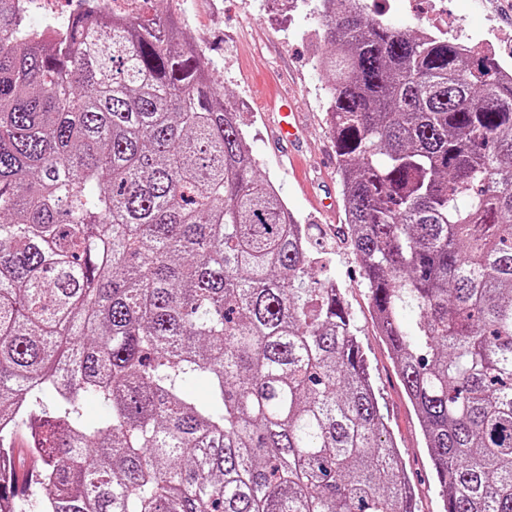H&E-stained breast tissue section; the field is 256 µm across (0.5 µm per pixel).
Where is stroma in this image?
I'll use <instances>...</instances> for the list:
<instances>
[{
	"label": "stroma",
	"instance_id": "35a3bbf8",
	"mask_svg": "<svg viewBox=\"0 0 512 512\" xmlns=\"http://www.w3.org/2000/svg\"><path fill=\"white\" fill-rule=\"evenodd\" d=\"M443 7L454 35L488 38L502 62L512 66V0H444ZM146 8L158 16L172 12L184 19L217 86L235 106L261 175L279 190L300 223L320 226L326 248L313 270L314 279L334 280L353 312L379 405L401 450L418 512H442L441 487L420 423L372 319L360 259L338 233L343 205L336 150L327 124L325 83L312 63L318 46L317 19L308 6L288 12L271 0H148ZM284 91L293 95L304 116L300 167L292 165L287 146L274 143L270 133L269 102ZM325 198L333 201V208L314 209V201Z\"/></svg>",
	"mask_w": 512,
	"mask_h": 512
}]
</instances>
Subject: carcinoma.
<instances>
[{"mask_svg": "<svg viewBox=\"0 0 512 512\" xmlns=\"http://www.w3.org/2000/svg\"><path fill=\"white\" fill-rule=\"evenodd\" d=\"M102 2L53 31L0 0V512H416L319 237L184 21ZM302 2L342 236L444 512H512V77Z\"/></svg>", "mask_w": 512, "mask_h": 512, "instance_id": "1", "label": "carcinoma"}]
</instances>
